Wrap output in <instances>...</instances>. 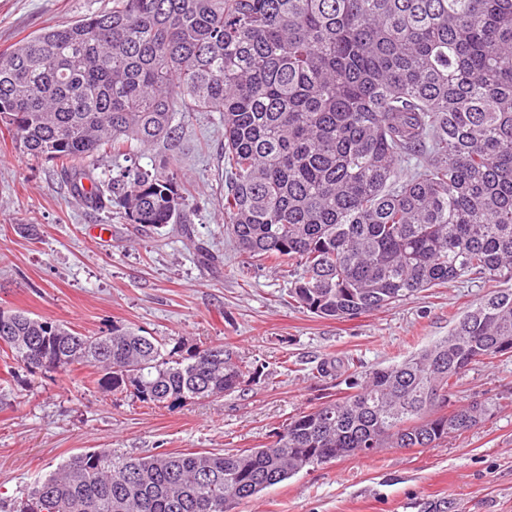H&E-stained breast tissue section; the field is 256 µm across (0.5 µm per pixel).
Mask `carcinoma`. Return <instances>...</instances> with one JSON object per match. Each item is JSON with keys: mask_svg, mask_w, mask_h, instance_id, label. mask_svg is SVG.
Returning a JSON list of instances; mask_svg holds the SVG:
<instances>
[{"mask_svg": "<svg viewBox=\"0 0 512 512\" xmlns=\"http://www.w3.org/2000/svg\"><path fill=\"white\" fill-rule=\"evenodd\" d=\"M224 119V224L289 296L354 318L463 277L512 281V0H112L0 53V121L79 199L132 224L184 218L178 165L99 184L84 162L174 136L175 107ZM89 180L85 186L83 180ZM0 351L32 374L160 407L232 393L259 370L224 345L185 355L131 326L80 333L0 308ZM512 354V289L448 336L224 452L76 454L15 512H225L304 469L436 448L491 407L452 406L469 367Z\"/></svg>", "mask_w": 512, "mask_h": 512, "instance_id": "1", "label": "carcinoma"}]
</instances>
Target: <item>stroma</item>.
Here are the masks:
<instances>
[{
	"mask_svg": "<svg viewBox=\"0 0 512 512\" xmlns=\"http://www.w3.org/2000/svg\"><path fill=\"white\" fill-rule=\"evenodd\" d=\"M112 0H0V52L43 28L104 11ZM173 139L141 153L176 161L190 188L191 234L143 228L119 208L74 196L55 163L21 151L0 124V308L78 332L129 325L168 348L227 345L258 365L237 391L151 408L81 385L69 372L30 375L0 356V512H11L70 456L112 448L133 456L254 448L292 415L345 392L354 370L400 361L447 336L492 285L461 279L353 319L321 318L288 295V272L243 268L217 197L224 122L178 112ZM36 234H29V227ZM328 362L331 376L316 369ZM496 409L440 448H385L305 470L233 512H512V357L472 366L455 401Z\"/></svg>",
	"mask_w": 512,
	"mask_h": 512,
	"instance_id": "obj_1",
	"label": "stroma"
}]
</instances>
